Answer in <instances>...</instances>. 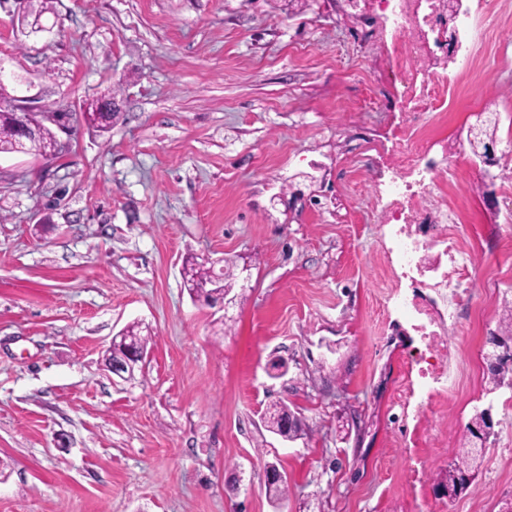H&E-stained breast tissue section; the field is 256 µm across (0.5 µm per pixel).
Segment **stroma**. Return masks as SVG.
Instances as JSON below:
<instances>
[{"instance_id": "35a3bbf8", "label": "stroma", "mask_w": 512, "mask_h": 512, "mask_svg": "<svg viewBox=\"0 0 512 512\" xmlns=\"http://www.w3.org/2000/svg\"><path fill=\"white\" fill-rule=\"evenodd\" d=\"M476 69L435 141L474 263L461 322L429 349L391 286L370 180L405 124L394 55L363 0H49L41 32L0 0V105L62 116L60 148L0 154V512H501L512 390L457 498L438 483L482 396V342L512 301V0H465ZM500 16L487 23L489 11ZM114 96L108 131L86 100ZM500 114L496 179L469 141ZM249 265L229 310L192 299L187 261ZM149 325L142 371L103 355ZM460 383L421 411L432 354ZM414 393L402 395L404 385ZM282 402L293 441L261 416ZM277 463L288 499L261 474ZM242 473L235 483L234 473Z\"/></svg>"}]
</instances>
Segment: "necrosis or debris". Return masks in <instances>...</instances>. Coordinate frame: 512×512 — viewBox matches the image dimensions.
<instances>
[{"label": "necrosis or debris", "instance_id": "necrosis-or-debris-1", "mask_svg": "<svg viewBox=\"0 0 512 512\" xmlns=\"http://www.w3.org/2000/svg\"><path fill=\"white\" fill-rule=\"evenodd\" d=\"M372 9L388 26L398 55L406 113L391 177L375 192L381 223L393 229L384 263L397 308L433 341L464 307L473 273L460 217L445 191L461 164L436 155L430 136L451 106L445 72L449 23L435 0H372Z\"/></svg>", "mask_w": 512, "mask_h": 512}]
</instances>
